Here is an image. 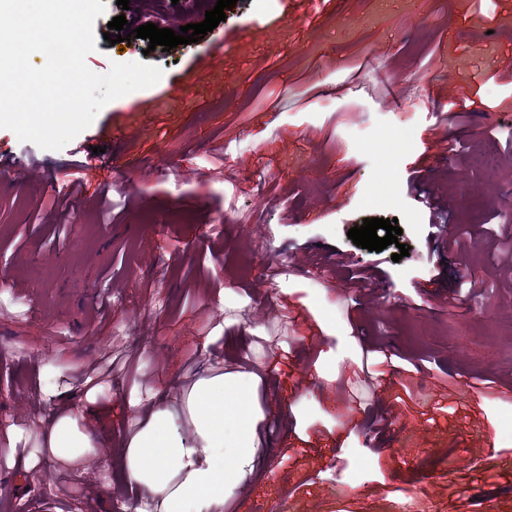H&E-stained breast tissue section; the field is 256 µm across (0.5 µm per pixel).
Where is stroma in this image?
I'll return each mask as SVG.
<instances>
[{
	"instance_id": "1",
	"label": "stroma",
	"mask_w": 512,
	"mask_h": 512,
	"mask_svg": "<svg viewBox=\"0 0 512 512\" xmlns=\"http://www.w3.org/2000/svg\"><path fill=\"white\" fill-rule=\"evenodd\" d=\"M105 4L95 29L176 31L216 0ZM148 45L97 40L93 72L164 74L62 149L0 128V169L24 168L0 182V512L132 506L127 402L237 367L270 446L225 512H512V250L487 246L512 237V0H237L203 39ZM469 85L483 110L452 118ZM393 217L381 252L347 236ZM366 346L392 355L384 378ZM445 400L457 414L435 415ZM63 406L101 452L26 474Z\"/></svg>"
}]
</instances>
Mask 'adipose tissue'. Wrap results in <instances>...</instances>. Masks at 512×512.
Masks as SVG:
<instances>
[{"mask_svg":"<svg viewBox=\"0 0 512 512\" xmlns=\"http://www.w3.org/2000/svg\"><path fill=\"white\" fill-rule=\"evenodd\" d=\"M256 374L243 369L209 372L174 397L129 400L135 430L121 463L137 492L133 512H224V490L244 482L268 447L255 399ZM86 416L55 413L40 460L60 468L96 454Z\"/></svg>","mask_w":512,"mask_h":512,"instance_id":"obj_1","label":"adipose tissue"}]
</instances>
